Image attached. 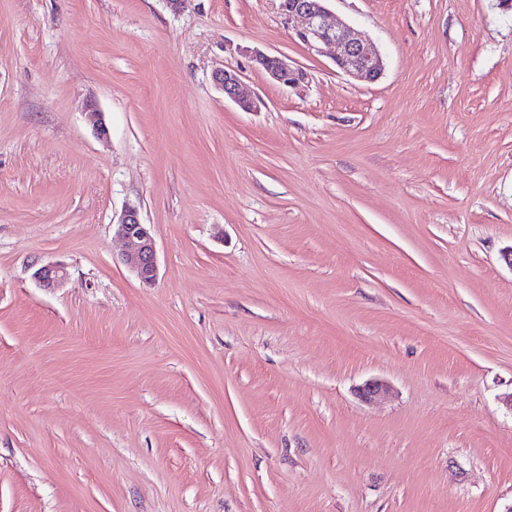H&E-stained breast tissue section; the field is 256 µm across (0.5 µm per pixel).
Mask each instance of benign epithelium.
Segmentation results:
<instances>
[{
  "label": "benign epithelium",
  "mask_w": 512,
  "mask_h": 512,
  "mask_svg": "<svg viewBox=\"0 0 512 512\" xmlns=\"http://www.w3.org/2000/svg\"><path fill=\"white\" fill-rule=\"evenodd\" d=\"M325 2L327 0H280V10L288 27L310 48L333 47L334 62L344 73L365 83L378 81L384 71L380 54L355 29L336 19ZM252 61L271 81L283 86H296L305 78L303 71L283 56L255 50ZM213 81L224 98L241 109L253 112L258 109L260 100L245 91L237 71L217 70L213 73ZM115 234L127 244L124 263L142 282L153 283L158 271L155 240L136 208L129 207L124 211L116 224ZM67 277L66 267L61 264H43L34 272V278L43 288H55Z\"/></svg>",
  "instance_id": "1"
}]
</instances>
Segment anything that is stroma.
<instances>
[{
    "label": "stroma",
    "mask_w": 512,
    "mask_h": 512,
    "mask_svg": "<svg viewBox=\"0 0 512 512\" xmlns=\"http://www.w3.org/2000/svg\"><path fill=\"white\" fill-rule=\"evenodd\" d=\"M278 6L0 0V512H512V8ZM329 0H280V10L295 35L310 48H334L336 66L352 78L378 81L384 71L380 54L348 24L337 20L325 6ZM251 57L271 81L280 85L296 86L305 78L303 71L289 63L286 57L269 55L260 50H254ZM213 81L224 94V99L236 103L245 111H257L259 99L245 91L241 75L235 70L220 69L213 73ZM115 234L127 244L124 263L146 284L155 281L158 266L155 240L135 207H128L115 225ZM34 278L43 288L58 287L68 277L66 267L61 264H43L34 272Z\"/></svg>",
    "instance_id": "stroma-1"
}]
</instances>
